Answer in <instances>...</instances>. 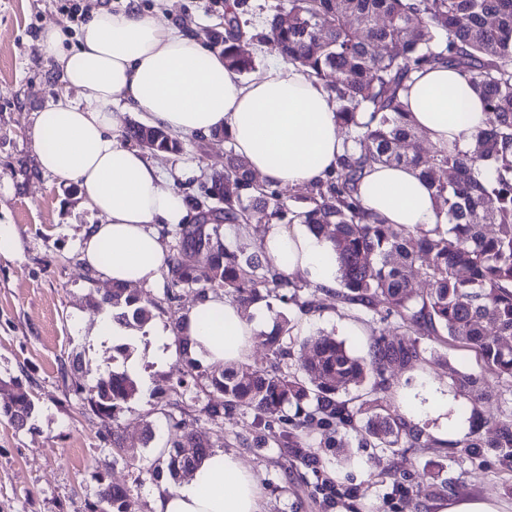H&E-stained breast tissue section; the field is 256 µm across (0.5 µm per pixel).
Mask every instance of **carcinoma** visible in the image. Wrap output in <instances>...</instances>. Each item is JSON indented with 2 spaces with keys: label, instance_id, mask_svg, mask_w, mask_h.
I'll return each mask as SVG.
<instances>
[{
  "label": "carcinoma",
  "instance_id": "obj_1",
  "mask_svg": "<svg viewBox=\"0 0 512 512\" xmlns=\"http://www.w3.org/2000/svg\"><path fill=\"white\" fill-rule=\"evenodd\" d=\"M242 38L235 14L225 17L224 30L213 37L225 66L239 74L254 69ZM257 40L326 83L345 130L346 150L336 171L306 187L308 207L289 213L281 194L256 184L247 161L233 147L225 149L224 170L211 176L216 192L208 193L217 205L191 203L195 223L171 230L167 298L176 300L183 288H196L201 296L222 288L246 309L272 293L288 298V289L299 285L267 256L246 255L220 234L223 224L240 229L286 219L331 241L339 289L326 293L361 312L377 315L376 305H385V317L397 318L404 338L381 341L360 355L331 336H309L300 346L311 357L290 372L281 368V359L287 354L283 337L293 325L283 317L274 332L261 336L272 365L213 366L202 383L189 339L181 333L183 319L175 317L173 332L184 359L165 401L177 436L167 452L174 477L211 448L198 422L176 417L193 404L215 424L233 410L250 411L260 421L293 405L306 424H355L385 449L417 439L398 415L377 411L376 395L386 388L387 368L420 359L419 336L442 331L455 346L474 353L479 369L454 380L471 403L512 394V0H288V12L274 15ZM439 64L456 67L483 95L487 127L467 150L450 144L423 154L414 149L418 134L406 119L400 92L414 72ZM125 136L141 147L150 142L152 151L182 150L172 134L142 123L130 124ZM377 163L409 165L427 182L437 222L423 236L404 224H383L363 207L358 185L366 168ZM448 169L455 174L450 182L439 176ZM202 252L208 257L203 266L195 260ZM418 274L430 288L415 296L410 288ZM90 306L125 327H141L152 317L148 303L121 285L112 286L111 299L100 297ZM366 382L364 393L341 398L349 386ZM87 390L75 382L76 394ZM88 391L91 410L112 420L139 393L136 381L116 370ZM31 413L30 400L20 392L0 415L21 430ZM483 423L494 440H469L465 451L481 456L488 448L512 459V410L500 409ZM131 495L132 488L102 477L97 501L86 504V512H127Z\"/></svg>",
  "mask_w": 512,
  "mask_h": 512
}]
</instances>
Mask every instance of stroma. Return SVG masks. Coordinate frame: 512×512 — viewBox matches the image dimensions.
I'll return each mask as SVG.
<instances>
[{"label": "stroma", "mask_w": 512, "mask_h": 512, "mask_svg": "<svg viewBox=\"0 0 512 512\" xmlns=\"http://www.w3.org/2000/svg\"><path fill=\"white\" fill-rule=\"evenodd\" d=\"M284 0H244L237 13L249 39L244 46L263 71L272 57L255 41ZM140 10L162 9L166 21L201 39L223 26L226 0H137ZM127 0H0V224L14 225L19 254L0 255V407L17 391L34 403L24 429L0 418V512H83L100 478L135 485L129 512H151L152 499L168 479L165 453L168 416L160 403L176 383L179 358L168 341L165 363L154 358L153 330L172 331L174 312L186 311L198 291L184 288L168 301L163 282L140 285L136 294L156 302L153 319L129 340L128 357L112 346H96L91 335L99 316L92 297L110 289L101 274L82 260V233L100 218L84 204L74 183L43 174L36 160L33 127L63 91L61 72L47 67L38 36L45 25L74 34L76 11L105 6L112 11ZM179 154L150 152L164 171L193 168L194 178L174 183L183 198H204L213 172L224 166L223 134L183 138ZM298 300L272 295L260 309L269 319L285 316L298 336L325 334L345 341L359 354L379 339L399 338L395 318L380 320L323 298L322 308L301 311ZM419 361L387 373L381 395L396 410L419 444L387 450L363 442L351 427L333 425L298 430V446L287 443L288 425L255 422L253 413L225 415L223 424H202L213 445L243 459L260 477L266 512H443L449 502L492 498L512 505V462L494 452L473 458L459 438L435 432L441 418L470 415L472 405L453 386L457 373L475 368L470 352L435 336L418 339ZM136 363L135 379L149 378L116 421L102 420L74 393L72 382L86 385L114 368ZM156 426L153 443H144L146 424ZM118 430L134 465L113 461L111 430Z\"/></svg>", "instance_id": "stroma-1"}]
</instances>
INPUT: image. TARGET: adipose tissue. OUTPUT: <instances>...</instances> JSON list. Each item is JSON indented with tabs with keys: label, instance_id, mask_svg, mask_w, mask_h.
<instances>
[{
	"label": "adipose tissue",
	"instance_id": "adipose-tissue-1",
	"mask_svg": "<svg viewBox=\"0 0 512 512\" xmlns=\"http://www.w3.org/2000/svg\"><path fill=\"white\" fill-rule=\"evenodd\" d=\"M39 46L66 88L83 98L77 104L61 97L39 114V168L76 183L101 216L84 234L82 258L111 283L150 285L159 278L166 258L161 232L187 215L172 184L193 175L187 167L163 171L124 144L113 103L135 107L145 124L176 136L226 132L252 172L274 185L326 179L345 151L336 102L322 82L278 60L242 80L196 35L138 8L94 11L73 44L61 28L47 26ZM401 102L412 127L438 147L451 141L468 147L488 118L468 78L445 66L416 73ZM359 196L383 223L428 229L436 222L431 192L410 166L372 165ZM262 246L284 271L301 273L318 288L335 287L332 244L305 225H268ZM264 329L260 318L244 317L236 302L214 294L198 300L183 320L192 352L213 364L241 360ZM152 512L265 509L251 468L215 449L186 480L158 492Z\"/></svg>",
	"mask_w": 512,
	"mask_h": 512
}]
</instances>
